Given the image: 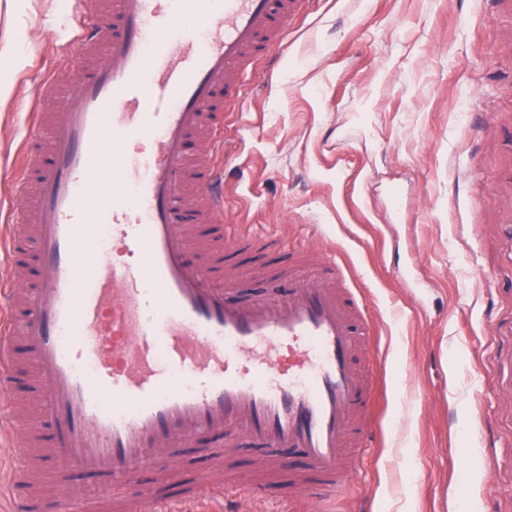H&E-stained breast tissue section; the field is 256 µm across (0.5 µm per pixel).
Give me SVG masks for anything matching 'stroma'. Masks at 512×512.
I'll use <instances>...</instances> for the list:
<instances>
[{
  "label": "stroma",
  "mask_w": 512,
  "mask_h": 512,
  "mask_svg": "<svg viewBox=\"0 0 512 512\" xmlns=\"http://www.w3.org/2000/svg\"><path fill=\"white\" fill-rule=\"evenodd\" d=\"M299 2L224 104V222L335 247L363 300L375 444L341 512H512V0ZM85 9L0 0V211L28 113L62 108L43 79L83 75Z\"/></svg>",
  "instance_id": "obj_1"
}]
</instances>
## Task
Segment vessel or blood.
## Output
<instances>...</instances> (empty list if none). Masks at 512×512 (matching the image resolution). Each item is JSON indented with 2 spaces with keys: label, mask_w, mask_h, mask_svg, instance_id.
I'll use <instances>...</instances> for the list:
<instances>
[{
  "label": "vessel or blood",
  "mask_w": 512,
  "mask_h": 512,
  "mask_svg": "<svg viewBox=\"0 0 512 512\" xmlns=\"http://www.w3.org/2000/svg\"><path fill=\"white\" fill-rule=\"evenodd\" d=\"M297 0H110L78 50L100 48L64 112L36 116L0 239V393L28 390L44 428L12 406L0 475L8 512H216L242 491L334 512L368 448L365 322L335 251L287 250L269 289L242 291L237 253L279 239L224 224V102L283 38ZM201 150H193V143ZM112 148V208L86 223ZM30 364L32 376L20 369ZM189 440L262 450L233 479L164 475ZM91 476L84 495L76 473Z\"/></svg>",
  "instance_id": "obj_1"
}]
</instances>
